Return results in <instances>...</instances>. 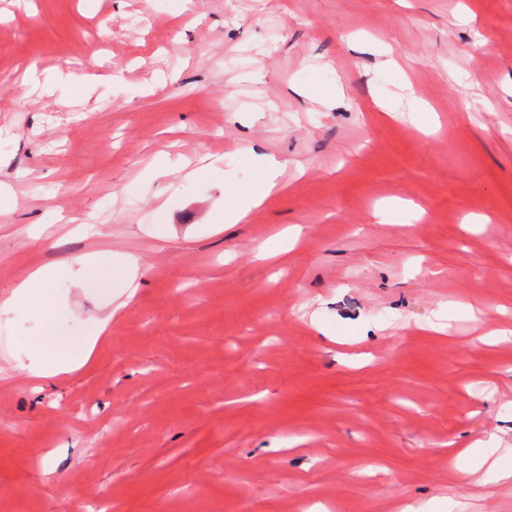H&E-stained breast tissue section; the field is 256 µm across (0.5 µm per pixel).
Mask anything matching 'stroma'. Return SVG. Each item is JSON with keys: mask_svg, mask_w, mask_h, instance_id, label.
<instances>
[{"mask_svg": "<svg viewBox=\"0 0 512 512\" xmlns=\"http://www.w3.org/2000/svg\"><path fill=\"white\" fill-rule=\"evenodd\" d=\"M0 512H512L449 447L512 446V0H0ZM391 47L398 69L380 66ZM120 70L123 91L107 75ZM93 73L39 95L57 73ZM409 79L438 126L380 112ZM335 92L331 107L312 95ZM282 192L248 222L228 193ZM215 172L147 183L159 153ZM410 200L424 214L371 221ZM67 218L50 224L47 211ZM291 225L280 259L254 248ZM139 259L115 308L72 275L63 313L2 307L35 268ZM475 318L429 329L450 306ZM113 321L75 372L51 350ZM249 159L265 171V179L256 188L228 195L224 208L225 223L240 224L247 219L253 209L261 206L269 196L279 193L282 189L280 176L284 164L269 154L251 152ZM409 208L414 210L416 206L401 201L384 204L375 210L374 217L382 224H404ZM111 321L112 316L109 315L98 319L91 336L73 342L68 350L58 354L46 352L43 344L38 341L20 339L19 344L24 347L25 352L32 351L40 359L27 368L29 373L36 377L48 378L81 368L89 360L99 338L107 332Z\"/></svg>", "mask_w": 512, "mask_h": 512, "instance_id": "1", "label": "stroma"}]
</instances>
